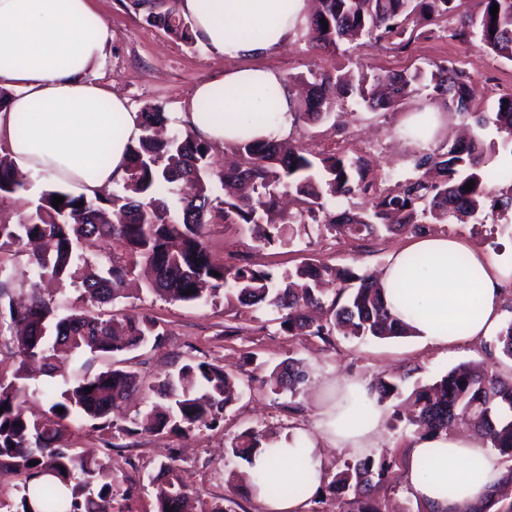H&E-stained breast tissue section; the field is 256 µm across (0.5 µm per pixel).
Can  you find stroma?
I'll return each instance as SVG.
<instances>
[{
    "instance_id": "1",
    "label": "stroma",
    "mask_w": 512,
    "mask_h": 512,
    "mask_svg": "<svg viewBox=\"0 0 512 512\" xmlns=\"http://www.w3.org/2000/svg\"><path fill=\"white\" fill-rule=\"evenodd\" d=\"M93 4L112 29V45L96 77L124 96L136 111L148 104L160 106L171 115L184 111L196 86L237 67L305 76L312 70L348 69L359 62L375 69L399 70L449 58L476 76L479 109H489L501 95L512 93V62L448 40L440 33L419 38L405 51L385 40L345 53L312 48L299 34L280 52L229 58L212 52L201 41L186 46L148 24L144 13L133 8L132 0H93ZM415 105L410 99L394 112H370L348 101L342 106L346 118L340 125L303 124L295 128L293 137L316 153L344 148L347 156L369 163L370 178L403 179L414 173L411 158L415 149L403 141L398 128ZM429 231L477 244L494 260H512V214L503 217L489 212L481 221L433 224ZM411 240L408 233L365 240L321 236L311 227L293 243L263 246L234 225L213 224L207 229L212 262L221 264L239 253L256 267L280 273L294 269L306 258L333 266L378 270L394 251ZM113 309L153 316L166 326L162 345L136 353L135 368L149 383L188 359L210 361L245 377L256 373L259 363L274 365L288 358L301 360L308 368V377L296 396L277 395L257 383L244 387L238 401L225 410L220 427L186 437L142 434L132 438L129 447L110 449L98 433L79 423H69V444L89 450L105 466L145 483L160 461L176 456L181 480L188 492L199 496L204 508L223 501L228 471L247 469L245 461L225 452L234 435L250 427L276 435L292 428H312L318 411L330 399L327 386L334 379L369 381L394 375L402 377L403 390L408 393L462 363L512 370V359L502 355L492 338L483 344L464 342L449 352L423 345L410 336L385 341L335 336L326 343L315 336H291L281 331L265 308L244 309L221 297L203 305L171 303L145 290L118 299ZM228 324L240 327V334L225 335ZM392 412L391 406H384L382 435L368 453L376 459H387L391 465L390 477L379 492L390 512H417L419 504L408 494L403 481L412 437L403 429L392 428Z\"/></svg>"
}]
</instances>
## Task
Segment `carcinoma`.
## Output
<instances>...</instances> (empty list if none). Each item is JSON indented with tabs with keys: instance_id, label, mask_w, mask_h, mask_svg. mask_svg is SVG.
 Here are the masks:
<instances>
[{
	"instance_id": "1",
	"label": "carcinoma",
	"mask_w": 512,
	"mask_h": 512,
	"mask_svg": "<svg viewBox=\"0 0 512 512\" xmlns=\"http://www.w3.org/2000/svg\"><path fill=\"white\" fill-rule=\"evenodd\" d=\"M320 7L299 26L312 46L338 48L344 41L377 43L396 39L406 48L422 28L440 18L456 24L445 37L468 43L498 58L512 61V0H482L477 14L462 10L464 0H319ZM165 0H133L145 10L146 21L192 46L194 23L178 7L163 8ZM496 14H491L493 5ZM327 22L323 29L321 22ZM296 94L294 124L325 121L339 101L352 99L365 109L395 111L403 99L423 89L426 98L472 121L475 131L466 140H443L415 156L416 175L382 191L367 179L365 163L344 154H317L291 139L245 140L234 144L236 167L216 172L209 161L210 144L190 130H177L161 139L158 129L170 118L157 106L141 110L142 135L128 148L124 194L87 200L60 187L46 189L27 216L17 224H0V249L54 242L50 255L32 250L27 266L18 272L29 283L25 305L11 297L7 279H0V348L18 366L11 376L0 374V475L18 477L0 499L6 512H124L118 500L130 498L137 482L122 472L104 471L97 462L63 443L65 422L79 420L99 433L124 437L141 433H188L212 429L237 399L239 378L206 360H188L166 374L153 388L164 403L144 419L119 424L112 419L129 394L142 387L136 372L119 366L120 357L143 347H159L166 336L154 317L94 313L91 308L122 297L124 285L145 264L154 278L149 290L166 301L205 304L219 294L242 306L265 305L276 314L290 336H316L327 342L341 333L356 338L390 339L408 333L391 316L383 288L368 270L357 272L310 258L294 271L278 276L250 264L210 260L206 229L211 224L246 227L254 241L291 242L295 228L309 222L331 235L356 240L396 232L419 234L428 224L449 218L473 219L487 203L512 211V186L498 191L489 168L496 149L484 148L483 131L494 126L502 149L512 154V94L499 97L488 116L474 110L473 79L451 59L398 71L362 67L358 78L329 72H309ZM182 181L196 184V193L177 199ZM473 189L466 190L468 182ZM24 188L7 155L0 156V193ZM55 196L64 202L53 206ZM349 196L363 199L356 213L336 212V203ZM112 244V264L101 269L95 248ZM218 276H213L212 272ZM49 275L68 278L77 286L76 302L43 298L37 280ZM192 294L187 295L185 291ZM85 353L110 356L112 368L87 371L51 385L45 416L29 414L26 364L42 363L54 377L62 355ZM306 377L297 361L279 363L261 383L279 395H296ZM92 391H86V388ZM371 388L378 404L400 399L401 383L376 377ZM409 403V424L421 438L467 424L503 458L512 459V375L492 368L476 372L461 364L431 384L414 389L393 405V415ZM63 412H57V409ZM269 444L263 431L248 428L235 436L227 452L249 461ZM390 464L367 456L343 462L327 473V487L336 496L339 512H383L377 496L389 477ZM155 486L156 512H183L186 486L172 464L162 463Z\"/></svg>"
}]
</instances>
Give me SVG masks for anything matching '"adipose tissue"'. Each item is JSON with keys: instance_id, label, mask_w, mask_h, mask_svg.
<instances>
[{"instance_id": "obj_1", "label": "adipose tissue", "mask_w": 512, "mask_h": 512, "mask_svg": "<svg viewBox=\"0 0 512 512\" xmlns=\"http://www.w3.org/2000/svg\"><path fill=\"white\" fill-rule=\"evenodd\" d=\"M198 37L228 57L272 54L297 34L309 0H179ZM112 31L91 0H0V148L19 174L42 179L89 199L121 181L127 148L142 133L139 113L111 87L92 80ZM294 93L270 69L233 68L198 85L180 118L196 136L215 145L293 132ZM26 133H19L18 118ZM434 265L409 271L411 255ZM459 256L463 266H448ZM391 312L412 336L450 349L494 335L502 291L512 263L490 260L467 241L423 235L393 253L379 274ZM380 405L367 383L345 386L340 399L320 411L312 429L286 436L280 448L253 454L252 495L264 512H304V499L269 495L267 486L303 482L318 488L324 447L358 451L375 444ZM502 469L478 439L448 433L414 439L406 470L409 494L424 512H457L485 502Z\"/></svg>"}]
</instances>
